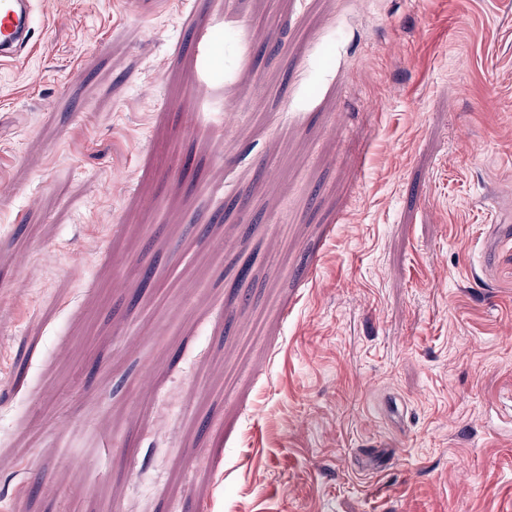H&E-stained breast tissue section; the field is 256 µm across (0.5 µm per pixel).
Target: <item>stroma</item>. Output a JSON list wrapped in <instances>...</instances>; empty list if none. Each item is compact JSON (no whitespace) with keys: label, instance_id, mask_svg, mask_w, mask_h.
I'll return each instance as SVG.
<instances>
[{"label":"stroma","instance_id":"1","mask_svg":"<svg viewBox=\"0 0 512 512\" xmlns=\"http://www.w3.org/2000/svg\"><path fill=\"white\" fill-rule=\"evenodd\" d=\"M1 458L0 512H512V0H41Z\"/></svg>","mask_w":512,"mask_h":512}]
</instances>
